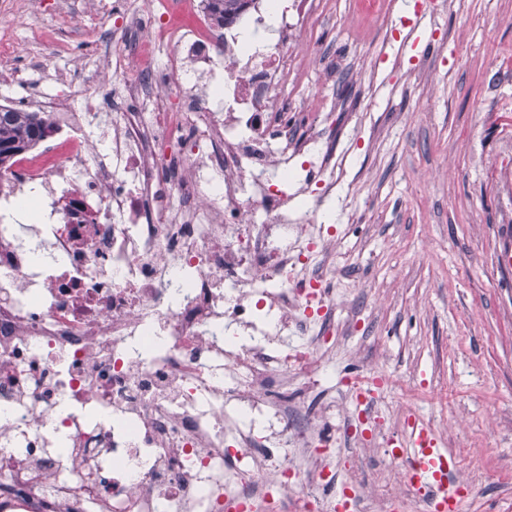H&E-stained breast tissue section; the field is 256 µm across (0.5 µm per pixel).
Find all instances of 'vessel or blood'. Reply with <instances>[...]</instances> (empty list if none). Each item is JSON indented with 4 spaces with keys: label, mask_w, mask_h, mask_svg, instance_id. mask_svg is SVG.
I'll return each instance as SVG.
<instances>
[{
    "label": "vessel or blood",
    "mask_w": 512,
    "mask_h": 512,
    "mask_svg": "<svg viewBox=\"0 0 512 512\" xmlns=\"http://www.w3.org/2000/svg\"><path fill=\"white\" fill-rule=\"evenodd\" d=\"M388 447L405 464L408 487L427 512H463L469 491L458 477L457 457L440 444L433 429L412 417Z\"/></svg>",
    "instance_id": "vessel-or-blood-1"
}]
</instances>
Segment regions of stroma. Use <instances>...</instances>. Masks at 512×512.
<instances>
[{
	"instance_id": "obj_1",
	"label": "stroma",
	"mask_w": 512,
	"mask_h": 512,
	"mask_svg": "<svg viewBox=\"0 0 512 512\" xmlns=\"http://www.w3.org/2000/svg\"><path fill=\"white\" fill-rule=\"evenodd\" d=\"M140 0H0L16 45L12 69L63 96L93 64L118 69L123 13ZM396 0L389 27L358 36L349 0L318 32L357 70L328 83L306 70L307 108L329 113L325 139L343 172L320 220L343 238L337 299H366L376 356L395 370L381 410L402 431L408 413L435 423L475 487L464 512H512V0H446L420 12ZM64 47L51 58L53 47ZM366 208L365 220L350 223ZM353 481L378 494L401 477L381 442L355 437Z\"/></svg>"
}]
</instances>
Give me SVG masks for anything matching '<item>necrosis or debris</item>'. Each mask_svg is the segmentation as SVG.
<instances>
[{"label":"necrosis or debris","mask_w":512,"mask_h":512,"mask_svg":"<svg viewBox=\"0 0 512 512\" xmlns=\"http://www.w3.org/2000/svg\"><path fill=\"white\" fill-rule=\"evenodd\" d=\"M328 0H299L261 49L198 0L124 18L109 157L93 147L101 75L30 105L56 139L0 164V202L41 189V224L0 211V512H328L351 420L329 432L318 363L346 327L335 234L292 182L334 186V153L292 98ZM146 36H139V29ZM166 49L184 93L160 106ZM190 140L185 177L160 149ZM220 180H213V172Z\"/></svg>","instance_id":"obj_1"}]
</instances>
